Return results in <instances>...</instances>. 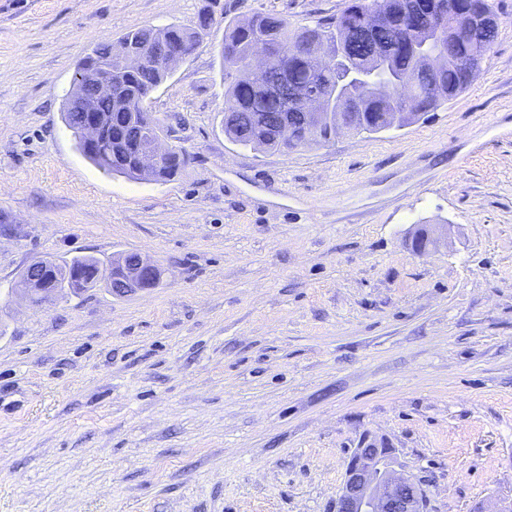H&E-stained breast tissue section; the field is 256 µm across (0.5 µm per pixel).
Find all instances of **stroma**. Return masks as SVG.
Returning a JSON list of instances; mask_svg holds the SVG:
<instances>
[{"label":"stroma","mask_w":512,"mask_h":512,"mask_svg":"<svg viewBox=\"0 0 512 512\" xmlns=\"http://www.w3.org/2000/svg\"><path fill=\"white\" fill-rule=\"evenodd\" d=\"M211 1L151 95L189 164L104 174L63 119L78 64ZM347 4L0 0V512H334L356 448L395 449L427 512L512 499V0L471 84L402 129L224 134L225 24ZM420 224L447 241L414 252ZM124 252L161 283L13 292L35 260Z\"/></svg>","instance_id":"35a3bbf8"}]
</instances>
